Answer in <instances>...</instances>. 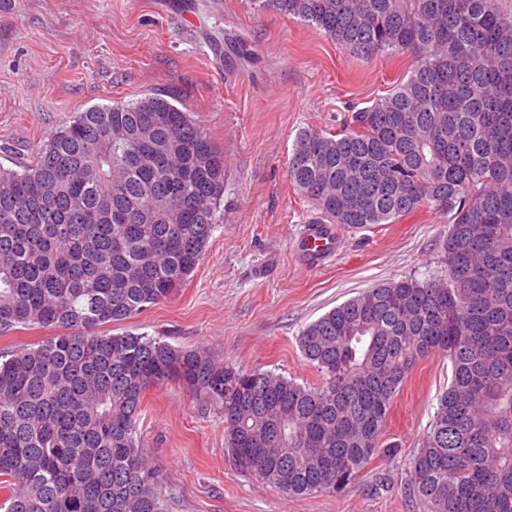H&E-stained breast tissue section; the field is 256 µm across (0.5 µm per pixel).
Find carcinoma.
Masks as SVG:
<instances>
[{"mask_svg": "<svg viewBox=\"0 0 512 512\" xmlns=\"http://www.w3.org/2000/svg\"><path fill=\"white\" fill-rule=\"evenodd\" d=\"M345 52L413 57L406 81L335 132L305 129L288 174L315 224L365 228L427 207L441 274L375 285L309 323L315 386L203 348L101 327L173 295L224 195V155L158 94L77 113L18 171L0 166V512H161L138 447L146 391L185 385L224 415L237 470L285 496L339 490L378 451L422 360L448 388L408 463L427 512H512V12L501 0H254ZM369 127L366 137L359 128ZM52 333L53 332L49 330L37 329L28 330L21 328L14 330L7 336H0V351L21 348L22 346L40 341L46 336H50Z\"/></svg>", "mask_w": 512, "mask_h": 512, "instance_id": "1", "label": "carcinoma"}]
</instances>
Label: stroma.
<instances>
[{
	"mask_svg": "<svg viewBox=\"0 0 512 512\" xmlns=\"http://www.w3.org/2000/svg\"><path fill=\"white\" fill-rule=\"evenodd\" d=\"M8 0L0 6V165L29 162L78 112L147 93L175 97L224 155L223 223L187 282L160 304L112 325L219 363L315 383L298 336L368 288L441 267L448 224L421 209L394 224L341 232L319 267L299 260L316 215L288 176L306 128L339 129L409 76V59L361 60L314 26L250 0ZM447 357L421 361L396 396L382 451L341 491L284 496L241 474L224 416L169 382L147 391L137 439L158 471L162 512H426L408 461L451 378Z\"/></svg>",
	"mask_w": 512,
	"mask_h": 512,
	"instance_id": "stroma-1",
	"label": "stroma"
}]
</instances>
